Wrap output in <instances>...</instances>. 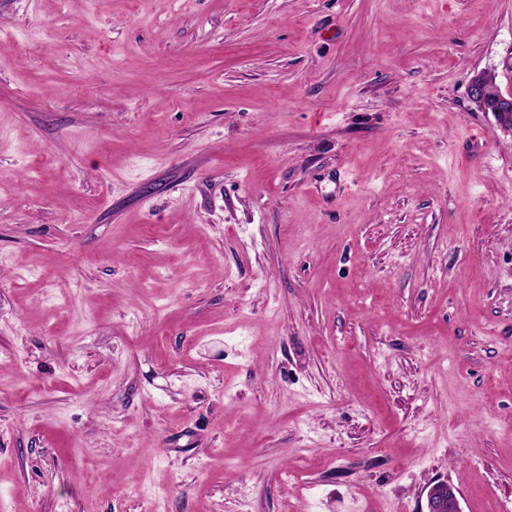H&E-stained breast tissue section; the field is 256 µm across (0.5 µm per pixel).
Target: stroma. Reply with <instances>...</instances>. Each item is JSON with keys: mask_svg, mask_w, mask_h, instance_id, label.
Masks as SVG:
<instances>
[{"mask_svg": "<svg viewBox=\"0 0 512 512\" xmlns=\"http://www.w3.org/2000/svg\"><path fill=\"white\" fill-rule=\"evenodd\" d=\"M512 0H0V512H512ZM487 73V71H480L473 75L469 85L470 99L481 111L492 112L501 126L512 130V89L500 90L498 94L497 77L490 74L486 78ZM495 96L493 102H487V97L492 100ZM458 490L446 482H438L426 488V512H462Z\"/></svg>", "mask_w": 512, "mask_h": 512, "instance_id": "stroma-1", "label": "stroma"}]
</instances>
